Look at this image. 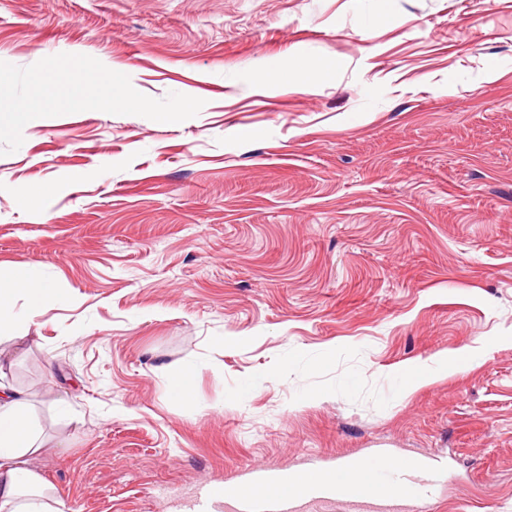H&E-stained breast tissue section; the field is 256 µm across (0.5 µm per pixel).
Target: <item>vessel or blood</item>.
<instances>
[{"label":"vessel or blood","instance_id":"b4317fda","mask_svg":"<svg viewBox=\"0 0 512 512\" xmlns=\"http://www.w3.org/2000/svg\"><path fill=\"white\" fill-rule=\"evenodd\" d=\"M242 482L202 485L191 512H385L407 489L409 512H427L435 490L447 484L446 466L392 458L376 449L343 458L334 471L311 466L307 474L250 464Z\"/></svg>","mask_w":512,"mask_h":512}]
</instances>
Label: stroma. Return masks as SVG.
Returning <instances> with one entry per match:
<instances>
[{
	"label": "stroma",
	"instance_id": "1",
	"mask_svg": "<svg viewBox=\"0 0 512 512\" xmlns=\"http://www.w3.org/2000/svg\"><path fill=\"white\" fill-rule=\"evenodd\" d=\"M17 268L60 297L0 382L66 512L376 448L447 465L430 512H512V0H0ZM194 371L190 367L171 371L168 374L167 393L176 399L187 398L191 390Z\"/></svg>",
	"mask_w": 512,
	"mask_h": 512
}]
</instances>
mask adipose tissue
I'll list each match as a JSON object with an SVG mask.
<instances>
[{"label": "adipose tissue", "mask_w": 512, "mask_h": 512, "mask_svg": "<svg viewBox=\"0 0 512 512\" xmlns=\"http://www.w3.org/2000/svg\"><path fill=\"white\" fill-rule=\"evenodd\" d=\"M20 295L35 310L55 299L58 291L25 268L1 278L0 333L18 322L14 306ZM41 447L28 401L16 390L0 388V512H64L60 494L29 465Z\"/></svg>", "instance_id": "adipose-tissue-1"}]
</instances>
